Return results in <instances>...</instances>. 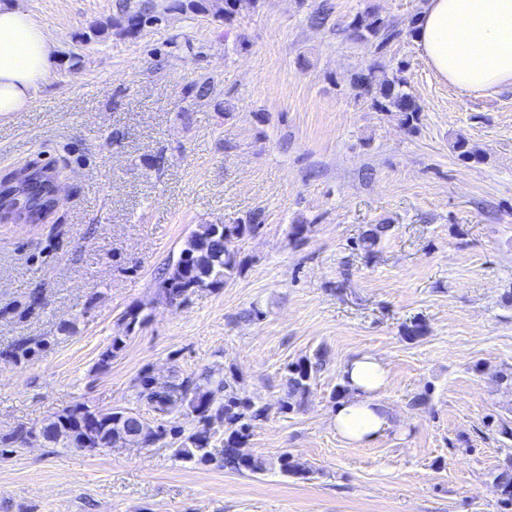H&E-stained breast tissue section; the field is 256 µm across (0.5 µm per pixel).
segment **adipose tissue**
<instances>
[{
    "label": "adipose tissue",
    "mask_w": 512,
    "mask_h": 512,
    "mask_svg": "<svg viewBox=\"0 0 512 512\" xmlns=\"http://www.w3.org/2000/svg\"><path fill=\"white\" fill-rule=\"evenodd\" d=\"M416 38L434 72L463 94L479 97L512 86V0H425ZM54 42L27 12L0 6V115L23 111L45 80ZM348 392L330 423L351 444L369 446L393 427L378 393L389 368L370 352L344 365Z\"/></svg>",
    "instance_id": "ef3b65f1"
}]
</instances>
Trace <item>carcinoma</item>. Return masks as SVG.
<instances>
[{"mask_svg":"<svg viewBox=\"0 0 512 512\" xmlns=\"http://www.w3.org/2000/svg\"><path fill=\"white\" fill-rule=\"evenodd\" d=\"M253 5L256 0H175L171 7L197 14H208L228 26L239 14L241 3ZM155 19L150 4L125 0L112 18L111 27L126 36L134 37L142 28ZM355 38L362 41H377V49L386 47L404 34L403 29L384 22L372 12L357 14L349 24ZM402 68L389 73L381 65H372L353 75L352 86L358 90L357 97H369L372 107L379 112H396L403 125L415 129L419 120L420 106L414 96L406 90V82L398 76ZM454 149L461 160L480 164L483 151L472 146L462 135L454 142ZM53 179L51 169L34 168L32 182L17 189L16 197L8 200V212L27 218L40 217L48 207L46 184ZM262 223V212H249L234 224H201L185 240L176 263L169 266L158 279V296L168 302L185 301L198 288L226 283L238 273L241 261L238 253L230 247L239 240L257 231ZM390 229L388 224H374L362 237L363 247L375 246ZM326 365L325 354L317 352L314 358H300L287 367L284 397L281 409L290 410L303 402L311 386ZM137 397L151 411L161 417L178 415L189 410L196 419L194 429L187 433L173 426L160 423L153 425L131 416L125 410L91 411L84 405L64 410L53 420L39 428L19 430L0 437V447L14 443L23 444L40 439L71 445L75 448L94 451L111 448L123 440L128 445L141 447L143 442L161 440L167 436L176 440L175 456L181 459L208 462L214 453L211 448L215 434L214 425L224 426V448L218 450L224 467L253 474L266 469V463L255 457L243 456V447L255 423L267 418V409L251 399L242 398L235 388V379H216L203 372L174 380L164 388H157L152 377L145 373L136 384Z\"/></svg>","mask_w":512,"mask_h":512,"instance_id":"1","label":"carcinoma"}]
</instances>
